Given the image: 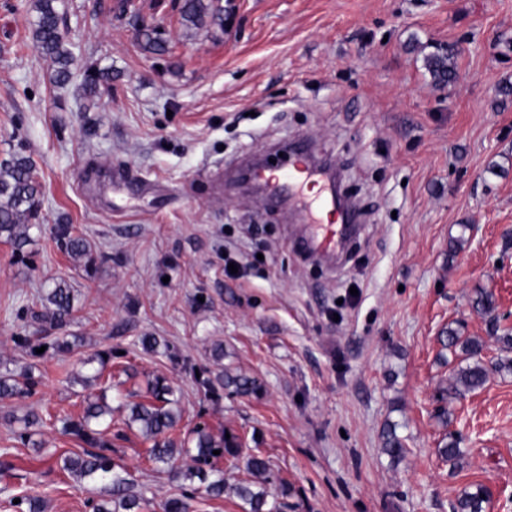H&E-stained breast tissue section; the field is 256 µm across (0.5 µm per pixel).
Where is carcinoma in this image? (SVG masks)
Masks as SVG:
<instances>
[{
  "label": "carcinoma",
  "mask_w": 512,
  "mask_h": 512,
  "mask_svg": "<svg viewBox=\"0 0 512 512\" xmlns=\"http://www.w3.org/2000/svg\"><path fill=\"white\" fill-rule=\"evenodd\" d=\"M34 15L28 22L32 42L48 63L51 82L57 87L67 86L74 77L75 57L65 28V5L63 0H33ZM181 17L193 25H200L204 18L219 27H224V7L219 0H183ZM140 35L145 48L154 54L165 51V41L155 28L143 26ZM458 51L454 48L429 60V69L439 84L451 83L456 78L454 59ZM81 88L85 98H100L112 92V66H100L93 62L83 66ZM41 185L29 157L16 153L0 161V238L11 242L20 250L30 242L29 230L38 219ZM57 240L62 250L71 258L93 262L89 242L72 233L67 226L57 227ZM48 303L43 319L58 329L67 326L73 310V288L64 280L53 283L43 297ZM475 309L490 317L495 311L493 295L487 291L479 293L474 301ZM30 356L39 357L36 349L44 346L55 352L69 350L74 342L65 336H57L51 342L41 336L26 338ZM445 347H460L469 363L460 368L442 395L452 398L462 391H474L487 382L489 369L482 360L483 342L477 338L461 337L454 329L443 332ZM41 384L36 374V365L28 364L18 373L0 374V400L22 398L33 395ZM203 386L214 391L217 388H232L240 394H256L261 383L255 379L234 373L229 369L215 379L202 381ZM179 399L176 389L163 379L148 384L144 399L127 405V426H138L142 435L152 441L146 449V457L160 471H174L176 462L187 457L193 465L186 468L184 479L198 481L204 493L211 499L224 496V477L218 474L216 462L219 458L236 460L244 452L241 439L232 434L213 435L204 427L194 428L182 441L172 437L180 421L177 409ZM62 431L88 445L80 453L62 458V469L81 478L104 483L106 498L94 506L95 512H140L145 502L143 494L135 491V484L128 478L113 472L112 459L106 454L109 442L104 433L112 426V406L101 396L94 400H83L81 415L60 419ZM383 451L391 461H400L406 452L402 439L392 428L382 431ZM220 451V455L213 451ZM246 468L251 480L233 488L234 494L248 508L244 512H277V498L268 491L270 463L259 453L247 455ZM487 489L482 484L472 485L462 491L453 505V512H485L488 503Z\"/></svg>",
  "instance_id": "carcinoma-1"
}]
</instances>
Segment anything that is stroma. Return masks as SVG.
Here are the masks:
<instances>
[{"label": "stroma", "instance_id": "35a3bbf8", "mask_svg": "<svg viewBox=\"0 0 512 512\" xmlns=\"http://www.w3.org/2000/svg\"><path fill=\"white\" fill-rule=\"evenodd\" d=\"M32 0H0V160L30 157L43 185L31 241L0 239V372L50 336L40 318L53 281L74 290L71 353L39 358L30 399L0 401V512L22 498L45 512H93L102 484L63 471L79 451L59 420L81 412L76 375L113 349L115 469L162 512H243L157 472L125 402L163 378L180 390L183 437L197 426L245 437L287 483L280 512H452L483 484L486 512H512V373L494 372V330L512 332V0H221L224 25L183 22L182 0H66L77 66L112 68V93L84 108L80 78L59 88L28 32ZM168 51L141 47L139 23ZM459 49L457 76L437 84L428 60ZM308 139L341 169L362 231L341 264L294 245L306 218L235 182L246 160ZM128 185H109L113 170ZM91 245L78 266L54 229ZM244 266L224 275L225 256ZM493 293L497 322L473 301ZM452 328L483 340L492 373L480 389L440 394L462 353ZM154 336L157 351L141 337ZM222 348L223 359L213 357ZM231 367L260 394L205 393L196 372ZM40 425L22 442L20 419ZM408 450L392 464L382 430ZM463 455L443 461V439Z\"/></svg>", "mask_w": 512, "mask_h": 512}]
</instances>
